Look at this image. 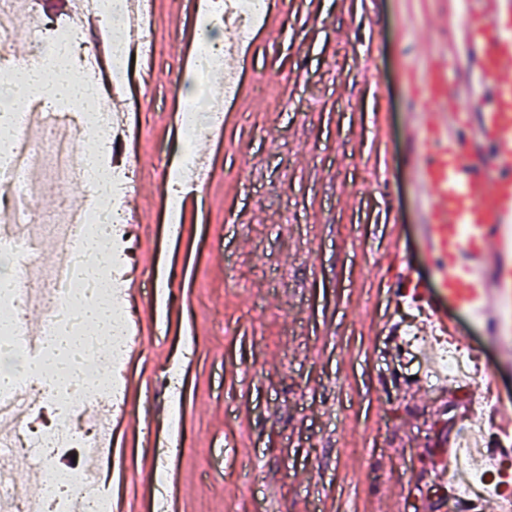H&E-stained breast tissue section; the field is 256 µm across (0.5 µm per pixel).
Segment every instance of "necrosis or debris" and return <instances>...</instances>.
I'll return each mask as SVG.
<instances>
[{
	"instance_id": "necrosis-or-debris-1",
	"label": "necrosis or debris",
	"mask_w": 512,
	"mask_h": 512,
	"mask_svg": "<svg viewBox=\"0 0 512 512\" xmlns=\"http://www.w3.org/2000/svg\"><path fill=\"white\" fill-rule=\"evenodd\" d=\"M107 0H77L76 12L59 25L48 26L40 18L37 6H30V24L26 37L41 49L34 69L53 75L71 67L69 57L59 56L62 47H73L82 41L81 16H98L111 35L112 80L121 82L127 66L126 47L147 42V33H133L129 24L130 0H114L117 11L105 8ZM271 8V0H212V11L223 23L227 34L225 47H209L196 56L194 66L206 74L224 73L226 50L242 53L253 39L258 20ZM118 123L115 112H85L78 118L74 137L58 124L46 134L48 153L54 163L59 187L71 184L93 186L108 180L111 194L107 201L95 202L81 210L78 221L70 219V203L60 197L52 213L40 212L30 185L34 176L33 147L26 134L0 144V168L10 177L5 199L8 223L0 227V261L9 266L4 287L0 288V368L7 372L22 369L10 383L0 382V418L11 415L12 397L24 388H35L37 409L52 408L57 423L53 428L31 433L18 427L0 436V512H112V498L99 490V483L86 470L60 476L56 466L59 452L80 448L90 457L106 455L104 430L101 425L75 424V412L84 407L111 402L116 389L114 369L122 363L130 345L131 315L119 307L123 281L116 274L122 259L115 243L118 230L128 223L129 214L121 205V197L131 196L136 187L132 167L113 168L98 160L96 168L81 165L78 142L92 138L107 144ZM54 237L62 246L71 248L82 239H100L104 261L99 276L87 274L85 262H74L65 278H57L54 270L43 271L36 286L20 283L21 274L31 271L36 258V240ZM109 291L114 303L112 334L101 336L82 319L83 302ZM39 306L45 319L37 338H30L27 316L31 306ZM491 427L466 429L456 443V459L462 477L483 472L485 482L496 485L504 471L512 469V458L492 457L482 445L494 441ZM25 458L35 467L39 488L31 495L12 491V462Z\"/></svg>"
}]
</instances>
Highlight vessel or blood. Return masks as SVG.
Instances as JSON below:
<instances>
[{"label":"vessel or blood","instance_id":"1","mask_svg":"<svg viewBox=\"0 0 512 512\" xmlns=\"http://www.w3.org/2000/svg\"><path fill=\"white\" fill-rule=\"evenodd\" d=\"M463 40L490 99L458 90L454 111L415 137L432 192L421 225L433 286L419 285L433 328L455 337L446 306L512 330V0H466Z\"/></svg>","mask_w":512,"mask_h":512}]
</instances>
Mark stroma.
<instances>
[{
	"label": "stroma",
	"mask_w": 512,
	"mask_h": 512,
	"mask_svg": "<svg viewBox=\"0 0 512 512\" xmlns=\"http://www.w3.org/2000/svg\"><path fill=\"white\" fill-rule=\"evenodd\" d=\"M151 51L123 90L137 136L141 351L117 371L130 421L106 478L123 512H470L435 462L497 386L512 417V335L449 308L482 361L435 384L406 340L429 327L410 279H430L419 225L430 199L409 134L445 66L474 83L449 31L457 0H314L262 21L224 133L185 141L169 114L205 100L178 38L177 0H150ZM215 156L204 207L163 220L171 170ZM178 366V386L164 383ZM151 435H144L146 415Z\"/></svg>",
	"instance_id": "1"
}]
</instances>
